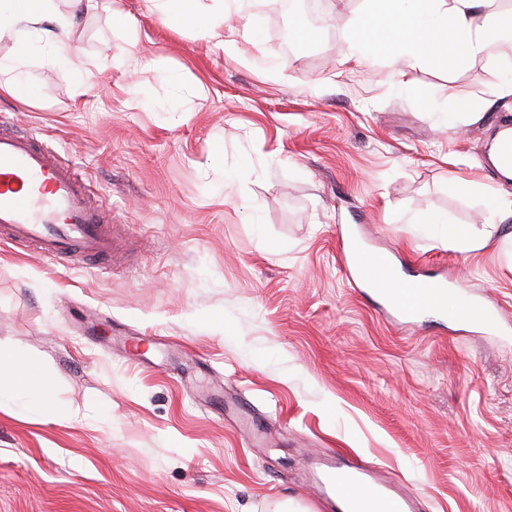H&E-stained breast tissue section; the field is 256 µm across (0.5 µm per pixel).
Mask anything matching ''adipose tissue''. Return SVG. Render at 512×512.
Returning <instances> with one entry per match:
<instances>
[{
	"label": "adipose tissue",
	"mask_w": 512,
	"mask_h": 512,
	"mask_svg": "<svg viewBox=\"0 0 512 512\" xmlns=\"http://www.w3.org/2000/svg\"><path fill=\"white\" fill-rule=\"evenodd\" d=\"M200 2L161 0V8L183 25L223 31L224 50L251 38L249 29L225 27L223 16L206 13ZM375 7L395 32V55L409 64L436 60L451 43L463 55L512 56V20H505L502 0H375ZM68 25L56 16L53 0H0V35L14 36L21 53L32 51L28 36L37 33L54 58L69 59ZM0 371L6 372L11 392L33 394L41 411H51L54 380L38 364L1 350Z\"/></svg>",
	"instance_id": "obj_1"
}]
</instances>
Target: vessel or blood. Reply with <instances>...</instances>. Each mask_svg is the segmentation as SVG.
<instances>
[{
  "instance_id": "b4317fda",
  "label": "vessel or blood",
  "mask_w": 512,
  "mask_h": 512,
  "mask_svg": "<svg viewBox=\"0 0 512 512\" xmlns=\"http://www.w3.org/2000/svg\"><path fill=\"white\" fill-rule=\"evenodd\" d=\"M105 209L82 167L47 146L32 132L0 135V239L29 244L39 255L67 265L77 255L104 256L112 250ZM360 268L362 284L377 291L401 317L448 306V286L441 281L409 280L404 289L387 287L376 268ZM356 487L370 512H415L417 496L396 490L378 478L371 464L348 469L330 463L321 488L326 495Z\"/></svg>"
}]
</instances>
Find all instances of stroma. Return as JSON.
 <instances>
[{"mask_svg": "<svg viewBox=\"0 0 512 512\" xmlns=\"http://www.w3.org/2000/svg\"><path fill=\"white\" fill-rule=\"evenodd\" d=\"M278 4L231 0L256 38L228 54L112 0L74 14L80 73L46 49L0 72L36 90L0 113L84 168L116 242L67 269L0 241V348L54 376L57 408L0 397V512H336L333 456L421 512H512V180L488 163L512 59L397 80L385 42L345 78L355 21L382 23L370 0ZM452 224L491 235L467 251ZM355 247L447 282V309L400 323L346 278Z\"/></svg>", "mask_w": 512, "mask_h": 512, "instance_id": "35a3bbf8", "label": "stroma"}]
</instances>
